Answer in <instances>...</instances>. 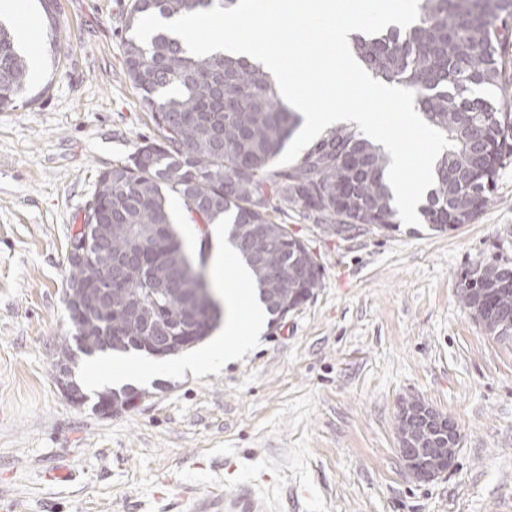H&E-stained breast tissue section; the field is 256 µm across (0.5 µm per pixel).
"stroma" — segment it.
I'll list each match as a JSON object with an SVG mask.
<instances>
[{
  "label": "stroma",
  "mask_w": 512,
  "mask_h": 512,
  "mask_svg": "<svg viewBox=\"0 0 512 512\" xmlns=\"http://www.w3.org/2000/svg\"><path fill=\"white\" fill-rule=\"evenodd\" d=\"M129 2L27 0L36 97L0 112V512H174L177 483L245 478L269 512H512V345L457 295L475 260L512 264V155L492 203L443 233L336 236L285 208L323 268L309 301L217 372L170 357L121 414L68 404L53 366L72 334L67 242L99 173L154 133L121 74ZM408 397L461 431L455 469L430 482L397 451ZM60 463L72 479L48 480Z\"/></svg>",
  "instance_id": "stroma-1"
}]
</instances>
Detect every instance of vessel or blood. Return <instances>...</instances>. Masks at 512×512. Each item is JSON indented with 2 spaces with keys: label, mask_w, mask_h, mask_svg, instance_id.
I'll use <instances>...</instances> for the list:
<instances>
[{
  "label": "vessel or blood",
  "mask_w": 512,
  "mask_h": 512,
  "mask_svg": "<svg viewBox=\"0 0 512 512\" xmlns=\"http://www.w3.org/2000/svg\"><path fill=\"white\" fill-rule=\"evenodd\" d=\"M179 504L189 512H267L268 503L259 485L242 481L233 491L214 484L183 487Z\"/></svg>",
  "instance_id": "vessel-or-blood-1"
}]
</instances>
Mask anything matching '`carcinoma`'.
Masks as SVG:
<instances>
[{"label":"carcinoma","instance_id":"cac0c4a2","mask_svg":"<svg viewBox=\"0 0 512 512\" xmlns=\"http://www.w3.org/2000/svg\"><path fill=\"white\" fill-rule=\"evenodd\" d=\"M227 9L236 0H130L125 29L123 75L149 113L156 136L142 142L125 163L99 174L95 224L112 225V238L89 265L67 263V286L107 272L138 244L166 230L144 263L127 271L126 294L96 315L115 329L125 326L126 300L157 304L156 320L187 314L184 296L197 287L196 265L207 263L211 224L231 225L230 240L252 270L260 302L277 320L273 295L288 297L320 286L321 266L310 249L296 247L288 228L274 221L283 205L299 206L327 233L342 225L396 228L397 211L387 178L391 159L355 126L338 125L308 145L290 164L277 161L302 117L283 102L272 74L259 63L222 53L192 55L181 41L159 31L145 44L132 35L137 21ZM512 0H420L419 17L408 27L357 34L353 51L375 79L412 90L414 107L452 145L437 157L434 182L421 214L435 232L469 223L491 201L499 168L477 166L472 132L485 130L487 150L497 162L512 153V111L494 92L504 90L512 54ZM27 52L0 22V112L12 110L28 89ZM183 200L190 220L203 226L196 258L184 250L173 227L170 197ZM276 228L277 246L261 236L259 225ZM269 253L281 276L272 280L251 258ZM176 278L182 294L158 295L154 278ZM512 266L476 261L459 278L458 298L472 313L486 289L495 304L512 315Z\"/></svg>","mask_w":512,"mask_h":512}]
</instances>
